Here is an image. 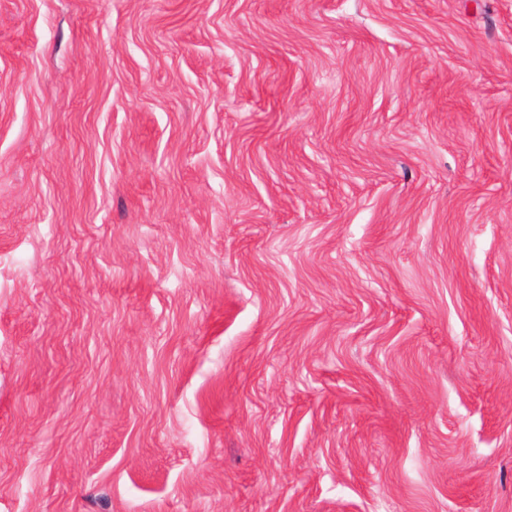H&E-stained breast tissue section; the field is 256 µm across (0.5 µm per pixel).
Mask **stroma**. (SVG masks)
<instances>
[{
    "mask_svg": "<svg viewBox=\"0 0 512 512\" xmlns=\"http://www.w3.org/2000/svg\"><path fill=\"white\" fill-rule=\"evenodd\" d=\"M0 512H512V0H0Z\"/></svg>",
    "mask_w": 512,
    "mask_h": 512,
    "instance_id": "1",
    "label": "stroma"
}]
</instances>
